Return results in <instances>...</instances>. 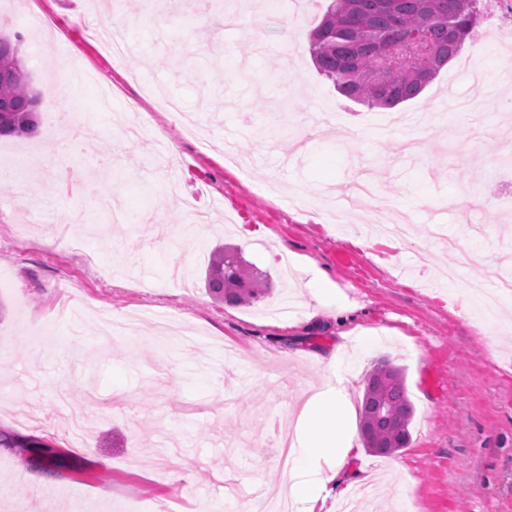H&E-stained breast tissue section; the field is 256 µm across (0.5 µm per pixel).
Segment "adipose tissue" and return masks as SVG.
Returning <instances> with one entry per match:
<instances>
[{"label":"adipose tissue","mask_w":512,"mask_h":512,"mask_svg":"<svg viewBox=\"0 0 512 512\" xmlns=\"http://www.w3.org/2000/svg\"><path fill=\"white\" fill-rule=\"evenodd\" d=\"M349 406L342 385L318 391L300 406L290 451L289 493L303 504L304 512H314L322 491L335 483L354 447L353 434L337 427Z\"/></svg>","instance_id":"obj_1"}]
</instances>
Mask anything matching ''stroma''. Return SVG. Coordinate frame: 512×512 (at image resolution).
Segmentation results:
<instances>
[{"label": "stroma", "instance_id": "1", "mask_svg": "<svg viewBox=\"0 0 512 512\" xmlns=\"http://www.w3.org/2000/svg\"><path fill=\"white\" fill-rule=\"evenodd\" d=\"M19 5L52 28L14 23ZM19 5L0 0V32L22 33L42 104L36 136L0 139V166L35 160L0 183V429L34 442L0 450V512H69L71 493L79 512H197L223 472L244 489L278 481L273 444L305 393L335 383L323 363L334 351L355 357L342 430L359 434L364 378L384 356L404 367L415 415L407 448L351 455L321 512L370 480L364 512L400 497L404 512H512V297L490 317L466 290L512 277V229L496 221L512 197V60L491 16L417 98L388 110L348 100L315 69L308 37L327 0L244 8L236 28L212 7L186 20V0ZM115 36L124 57L109 50ZM286 48L285 83L273 73ZM155 84L182 115L146 94ZM74 99L83 135L62 154L46 134ZM132 108L144 132L127 141ZM324 108L333 123L297 148ZM366 170L376 198L336 220ZM390 208L412 217L405 241L357 232ZM75 229L95 264L68 251ZM451 237L479 255L460 280H433L415 252L445 262ZM222 243L267 275L264 301L206 292ZM286 249L310 267L286 277ZM314 268L353 306L356 332L309 318Z\"/></svg>", "mask_w": 512, "mask_h": 512}]
</instances>
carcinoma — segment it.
<instances>
[{
    "instance_id": "obj_1",
    "label": "carcinoma",
    "mask_w": 512,
    "mask_h": 512,
    "mask_svg": "<svg viewBox=\"0 0 512 512\" xmlns=\"http://www.w3.org/2000/svg\"><path fill=\"white\" fill-rule=\"evenodd\" d=\"M477 19L475 0H329L309 36L317 71L349 100L369 107L394 108L415 99L460 52ZM426 28L434 54L426 70L410 60L398 70L375 73L380 50ZM23 36L0 33V138L33 136L39 97L26 78L19 56ZM204 286L230 306H250L267 294L262 274L246 276L239 255L217 248L205 272ZM414 406L404 370L383 357L365 379L360 433L364 447L392 455L407 447Z\"/></svg>"
}]
</instances>
